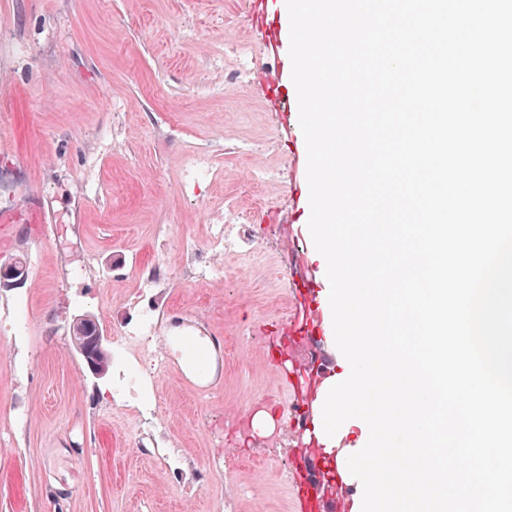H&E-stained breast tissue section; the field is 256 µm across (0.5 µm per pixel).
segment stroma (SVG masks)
<instances>
[{"label":"stroma","mask_w":512,"mask_h":512,"mask_svg":"<svg viewBox=\"0 0 512 512\" xmlns=\"http://www.w3.org/2000/svg\"><path fill=\"white\" fill-rule=\"evenodd\" d=\"M269 0H0V261L27 279L0 288V512H297L310 461L297 420L268 438L240 423L257 404L295 396L271 356L287 348L305 377L323 347L298 345L294 274L322 271L305 241L309 187L270 101L263 51ZM233 85H225V74ZM257 140L251 154L233 151ZM206 152L223 180L188 179ZM272 167L278 181L256 185ZM242 199L249 241L226 277L186 281L183 243L208 241L207 212ZM166 225L157 240V225ZM266 260L268 275L254 271ZM165 270L160 285L137 282ZM89 314L112 356L93 375L69 330ZM147 315L158 336L209 346L221 382L203 392L120 336ZM163 405L140 424L132 378ZM231 459L233 478L212 472Z\"/></svg>","instance_id":"1"}]
</instances>
